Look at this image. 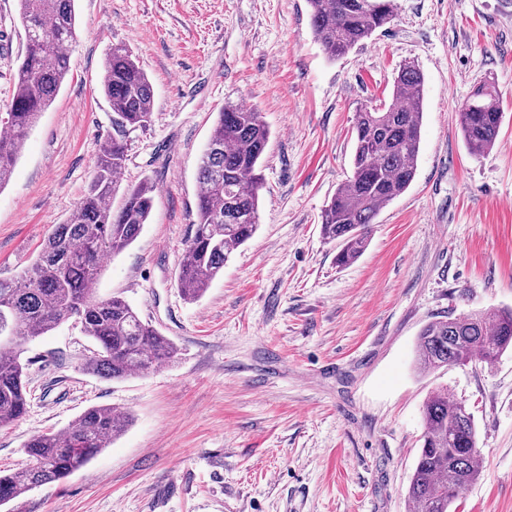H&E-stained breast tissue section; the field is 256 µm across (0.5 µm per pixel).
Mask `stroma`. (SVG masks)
I'll list each match as a JSON object with an SVG mask.
<instances>
[{
    "label": "stroma",
    "instance_id": "35a3bbf8",
    "mask_svg": "<svg viewBox=\"0 0 512 512\" xmlns=\"http://www.w3.org/2000/svg\"><path fill=\"white\" fill-rule=\"evenodd\" d=\"M395 17L329 60L307 0H76L66 82L0 190V278L29 267L84 197L112 135L105 54L126 45L154 92L121 177L155 184L138 238L104 255L94 288L123 297L175 344L121 380L82 371L95 349L66 322L28 341L26 413L0 428V471L32 437L105 405L130 422L85 467L0 512H407L428 396L472 413L483 472L456 512H512V351L494 364L421 371L429 321L512 308V0H394ZM16 0H0V113L22 53ZM414 63L426 95L415 179L384 208L351 265L320 215L351 173L354 114L390 100ZM493 78L503 121L469 154L457 109ZM262 112L259 228L197 301L176 276L197 220L196 174L217 115Z\"/></svg>",
    "mask_w": 512,
    "mask_h": 512
}]
</instances>
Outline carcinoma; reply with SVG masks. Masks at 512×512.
Returning <instances> with one entry per match:
<instances>
[{
    "mask_svg": "<svg viewBox=\"0 0 512 512\" xmlns=\"http://www.w3.org/2000/svg\"><path fill=\"white\" fill-rule=\"evenodd\" d=\"M75 0H17L23 52L15 73V93L0 116V189L7 185L27 137L41 113L54 102L69 72L76 42ZM314 37L325 54L343 57L394 19L393 0H307ZM101 88L112 105L118 132L105 140L95 158L83 200L43 243L20 274L0 279V427L27 409L25 364L20 346L75 319L95 345L83 369L107 379L145 373L171 360L176 348L125 300L93 295L101 258L130 246L148 223L154 185L128 187L122 205L112 208L127 161L124 132L144 127L153 117L154 93L129 49L114 44L103 63ZM424 76L405 64L394 76L389 105L355 113L352 175L321 212V232L337 241L336 263L355 262L368 245L383 208L402 195L416 175L423 120ZM470 155L481 157L496 143L503 120L496 83H479L458 109ZM270 131L262 113L227 103L218 117L197 171V221L185 242L177 276L182 296L198 299L230 257L259 227L260 161ZM512 350V309H487L436 319L423 326L417 367L429 371L465 362L492 364ZM423 446L410 478V512H454L461 490L483 471L471 413L448 391L431 394L423 406ZM128 416L92 406L60 433L30 439V464L0 473V506L30 489L60 482L83 468L123 431Z\"/></svg>",
    "mask_w": 512,
    "mask_h": 512,
    "instance_id": "obj_1",
    "label": "carcinoma"
}]
</instances>
